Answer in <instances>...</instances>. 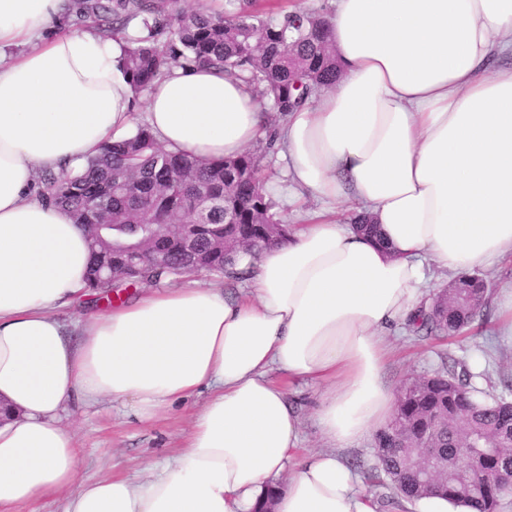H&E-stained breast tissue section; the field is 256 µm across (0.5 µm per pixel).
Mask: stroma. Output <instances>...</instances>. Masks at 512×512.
<instances>
[{"instance_id": "35a3bbf8", "label": "stroma", "mask_w": 512, "mask_h": 512, "mask_svg": "<svg viewBox=\"0 0 512 512\" xmlns=\"http://www.w3.org/2000/svg\"><path fill=\"white\" fill-rule=\"evenodd\" d=\"M501 322L492 306L486 319L475 321L454 337L405 332L391 342L387 376L405 383L440 372L443 361L448 360L467 366L487 396L503 395L502 379L512 380V336L501 335ZM289 393L300 407L303 450L324 449L326 443L314 419L317 389L297 383L290 386ZM205 399V393H197L166 417L151 423L139 421L130 408L108 401L62 412V422L75 429L83 450L78 465L80 481L89 483L112 475L138 480L144 460L160 462L181 451L189 431V414ZM342 454L359 472L361 491L371 499L375 512H419L416 503L399 499L387 475L376 473L373 437L343 449Z\"/></svg>"}]
</instances>
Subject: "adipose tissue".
<instances>
[{
	"label": "adipose tissue",
	"mask_w": 512,
	"mask_h": 512,
	"mask_svg": "<svg viewBox=\"0 0 512 512\" xmlns=\"http://www.w3.org/2000/svg\"><path fill=\"white\" fill-rule=\"evenodd\" d=\"M341 72L276 128L289 205H320L286 241L240 255L248 297L213 285L144 291L88 313V240L42 202L38 176L82 165L135 129L121 36L48 35L73 0H0V512L50 494L64 512H373L338 451L385 427L388 336L429 306L435 272L512 258V0H331ZM26 44L21 55L8 49ZM167 149L235 157L264 102L235 77L175 68L147 92ZM365 213L383 243L339 211ZM320 391L329 447L298 455L301 418L267 373ZM207 389L183 450L140 481L77 484L72 406L129 405L142 421Z\"/></svg>",
	"instance_id": "obj_1"
}]
</instances>
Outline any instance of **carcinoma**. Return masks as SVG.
<instances>
[{
    "label": "carcinoma",
    "instance_id": "obj_1",
    "mask_svg": "<svg viewBox=\"0 0 512 512\" xmlns=\"http://www.w3.org/2000/svg\"><path fill=\"white\" fill-rule=\"evenodd\" d=\"M78 19L91 21L104 36L126 35L123 65L135 93L148 91L175 66H212L242 79L280 116L303 107L312 94L336 80V55L328 48V24L316 14L257 8V0H224L222 7L187 11L179 0H81ZM137 30L128 35L132 21ZM39 197L67 208L87 232L92 261L88 288L97 296L123 293L121 287L158 286L202 272L240 278L235 256L245 246L276 242L290 232L276 211L274 191L259 178L257 156L200 161L159 145L146 124L128 137L106 142L100 154L78 171H46ZM148 224H222L229 252L209 248L211 230L200 247L187 253L170 242L156 248L158 259L141 261L136 272L112 279V239L141 237ZM489 284L477 275L461 277L452 289L438 291L429 311L413 321L417 333L456 334L487 307ZM445 371L403 385L393 421L376 432L383 448H403L411 440L438 448L448 470L468 465V437H496L501 454L512 456V402H491L468 388L465 377ZM380 470L397 492L413 502L438 495L471 505L476 512H497L503 491L493 482L463 490L442 473L432 488L403 468L397 456L378 458Z\"/></svg>",
    "mask_w": 512,
    "mask_h": 512
}]
</instances>
